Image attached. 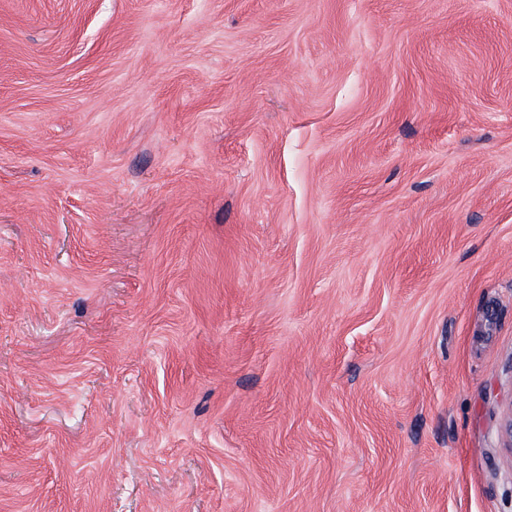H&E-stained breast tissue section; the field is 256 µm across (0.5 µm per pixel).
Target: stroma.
<instances>
[{
  "label": "stroma",
  "mask_w": 512,
  "mask_h": 512,
  "mask_svg": "<svg viewBox=\"0 0 512 512\" xmlns=\"http://www.w3.org/2000/svg\"><path fill=\"white\" fill-rule=\"evenodd\" d=\"M512 0H0V512H512Z\"/></svg>",
  "instance_id": "1"
}]
</instances>
